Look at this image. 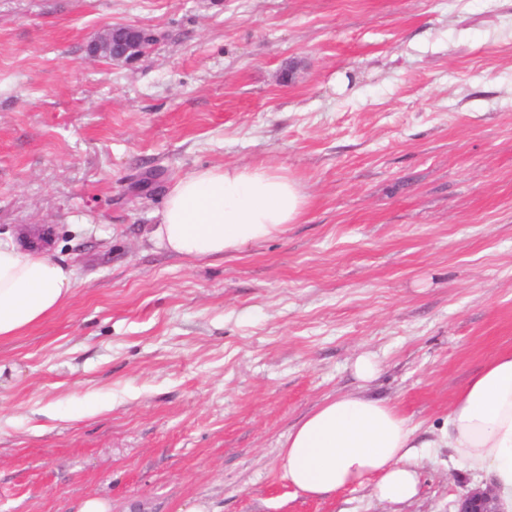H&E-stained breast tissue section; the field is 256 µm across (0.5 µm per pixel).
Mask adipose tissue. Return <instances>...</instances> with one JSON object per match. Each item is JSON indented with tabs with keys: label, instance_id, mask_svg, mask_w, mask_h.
Returning a JSON list of instances; mask_svg holds the SVG:
<instances>
[{
	"label": "adipose tissue",
	"instance_id": "ef3b65f1",
	"mask_svg": "<svg viewBox=\"0 0 512 512\" xmlns=\"http://www.w3.org/2000/svg\"><path fill=\"white\" fill-rule=\"evenodd\" d=\"M307 207L301 184L269 164L200 168L168 186L152 238L180 256L235 255L283 233ZM74 282V270L46 253L0 241V342L58 311ZM447 439L470 468L492 474L505 512H512V352L495 357L462 389ZM415 452L407 419L360 393L322 403L289 430L283 449L289 481L307 495L374 475L379 498L392 502L417 493L407 465Z\"/></svg>",
	"mask_w": 512,
	"mask_h": 512
}]
</instances>
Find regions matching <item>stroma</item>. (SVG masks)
Here are the masks:
<instances>
[{"instance_id":"stroma-1","label":"stroma","mask_w":512,"mask_h":512,"mask_svg":"<svg viewBox=\"0 0 512 512\" xmlns=\"http://www.w3.org/2000/svg\"><path fill=\"white\" fill-rule=\"evenodd\" d=\"M107 24L159 39L89 58ZM260 160L299 223L154 245L172 181ZM49 226L76 281L0 343V512H454L490 478L448 414L512 351V0H0V239ZM358 392L414 429L410 501L288 481L289 430Z\"/></svg>"}]
</instances>
